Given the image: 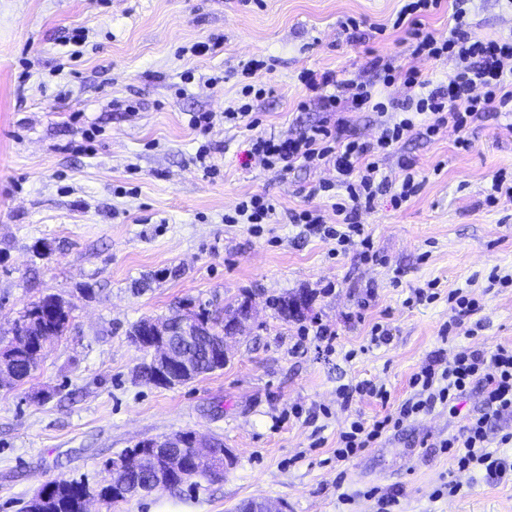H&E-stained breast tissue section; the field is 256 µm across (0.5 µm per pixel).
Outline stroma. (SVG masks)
Returning a JSON list of instances; mask_svg holds the SVG:
<instances>
[{
    "label": "stroma",
    "mask_w": 512,
    "mask_h": 512,
    "mask_svg": "<svg viewBox=\"0 0 512 512\" xmlns=\"http://www.w3.org/2000/svg\"><path fill=\"white\" fill-rule=\"evenodd\" d=\"M402 0H0V348L26 307L53 294L70 308L66 332L47 342L38 368L0 383V512H23L42 485L77 479L97 488L107 463L136 442L192 431L223 441L233 467L223 478H196L114 504L91 499L90 512H234L259 498L286 512H377L392 495L400 512H512V476L457 474L439 447L483 409L480 391L458 416L438 408L404 422L343 464L337 437L353 415L372 420L409 397L411 375L437 351L512 345V198L488 206L493 176L512 171V112L474 121L470 150L440 129L409 132L379 165L399 182L412 161L418 194L394 208L389 194L360 215L378 259L350 252L293 223L316 207L336 221L331 198L312 189L336 179L331 166H294L281 175L246 156L258 134L296 137L322 121L306 70L384 87L381 64L447 79L452 62L413 56L408 35L353 37L339 22L352 15L387 23ZM477 34H512L506 0H474ZM87 32L73 44L75 29ZM217 50L192 54L194 44ZM253 59L269 61L251 99L252 127L224 111L239 103L238 80ZM192 72L191 83L182 75ZM210 112L208 129L189 120ZM207 146L206 158L197 150ZM252 194L276 211L262 234L224 217ZM434 281L441 299L406 305L411 288ZM464 289L478 311L449 328V291ZM304 295L302 317H279L271 301ZM249 299L254 316L229 343L224 368L175 387L136 379L144 351L127 332L144 317L165 318L184 305L223 311ZM389 344L369 347L373 323ZM335 330L334 350L310 335ZM448 339H441L442 329ZM367 379L388 404L337 391Z\"/></svg>",
    "instance_id": "stroma-1"
}]
</instances>
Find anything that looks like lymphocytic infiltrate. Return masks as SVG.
<instances>
[{
  "mask_svg": "<svg viewBox=\"0 0 512 512\" xmlns=\"http://www.w3.org/2000/svg\"><path fill=\"white\" fill-rule=\"evenodd\" d=\"M472 2L403 0L390 26H376L379 34L388 28L408 33L415 41L414 55L429 60L445 58L454 64L447 82L439 84L415 68L384 64V84L402 83L408 94L400 104L399 120L386 125L376 141L356 139L343 112L351 107L382 113L388 108L387 102L376 100L370 85L338 78L332 71L316 70L303 72L301 81L317 94L326 119L294 138H252L249 156L264 169L282 174L297 162L335 168L336 181L319 184L318 189L324 193L344 190V197L334 205L337 226L325 224L316 209L302 210L293 220L305 225L310 233L335 240L337 251L356 249L363 257L372 256L373 240L358 222L361 211L373 209L377 196L386 191L391 192L397 206L417 194L420 183L412 162H402L404 177L397 186H390L380 175V158L408 132L419 126L431 137L440 127L448 126L457 134V148L466 150L471 146L467 131L476 118L512 105V36L490 39L477 35L470 20ZM446 5L452 9L453 25L443 37L429 31L425 20ZM410 386L412 395L395 413L370 424L359 417L350 422L340 434L337 462H346L382 433L436 407L457 414L461 400L478 388L483 394L482 414L469 418L440 446L450 455L454 472L477 470L486 478L498 480L512 470L511 463L488 448L492 420L512 414V346L501 345L490 352L466 348L449 358L434 356L412 375Z\"/></svg>",
  "mask_w": 512,
  "mask_h": 512,
  "instance_id": "obj_1",
  "label": "lymphocytic infiltrate"
}]
</instances>
